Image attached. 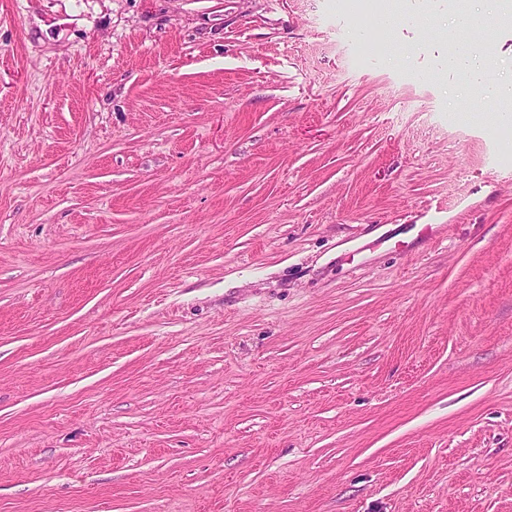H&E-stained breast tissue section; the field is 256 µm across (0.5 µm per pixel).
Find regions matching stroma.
<instances>
[{"label": "stroma", "instance_id": "obj_1", "mask_svg": "<svg viewBox=\"0 0 512 512\" xmlns=\"http://www.w3.org/2000/svg\"><path fill=\"white\" fill-rule=\"evenodd\" d=\"M490 2L0 0V512H512ZM448 67L462 70L471 82L478 83L484 78L489 60L479 48L457 46L449 49Z\"/></svg>", "mask_w": 512, "mask_h": 512}]
</instances>
